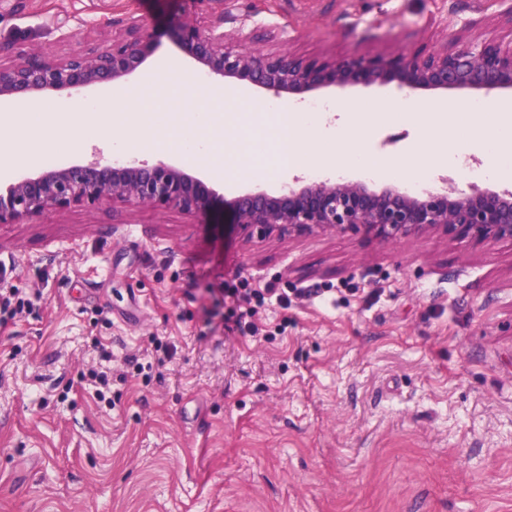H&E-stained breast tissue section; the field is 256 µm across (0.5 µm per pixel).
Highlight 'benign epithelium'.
<instances>
[{
	"label": "benign epithelium",
	"instance_id": "benign-epithelium-1",
	"mask_svg": "<svg viewBox=\"0 0 512 512\" xmlns=\"http://www.w3.org/2000/svg\"><path fill=\"white\" fill-rule=\"evenodd\" d=\"M506 14V38L481 35L458 39L442 51L389 58L255 52L224 40L222 12L211 14L204 26L178 17L174 28L183 51L222 87L247 84L277 99L301 98L321 88L376 84H395L415 96L472 90L490 97L512 92V9ZM150 50V33L136 20L101 50L56 58L21 49L15 61L0 64V97L22 102L35 93L120 82L141 67ZM214 197L206 183L162 161L121 165L96 158L26 178L0 192V224L110 201L200 215L211 208ZM232 224L248 238L328 232L388 242L433 231L472 244L512 242V191L473 186L462 193L449 177L442 179V187L419 193L394 184L374 188L360 180L296 177L275 194L259 191L239 197Z\"/></svg>",
	"mask_w": 512,
	"mask_h": 512
}]
</instances>
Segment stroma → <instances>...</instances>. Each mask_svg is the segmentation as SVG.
Returning <instances> with one entry per match:
<instances>
[{
	"label": "stroma",
	"mask_w": 512,
	"mask_h": 512,
	"mask_svg": "<svg viewBox=\"0 0 512 512\" xmlns=\"http://www.w3.org/2000/svg\"><path fill=\"white\" fill-rule=\"evenodd\" d=\"M512 0H224V35L253 50L337 58L442 48L498 26ZM192 0H0V61L68 57L135 18L153 47L121 88L138 109ZM245 106L205 104L225 138ZM410 124L366 148L403 153ZM54 149L0 188L104 157ZM269 172L212 181L206 215L121 202L0 224V275L27 300L0 312V512H512V243L430 233L381 242L240 237L223 222ZM275 289L248 328L226 289ZM106 383H99V375Z\"/></svg>",
	"instance_id": "1"
}]
</instances>
